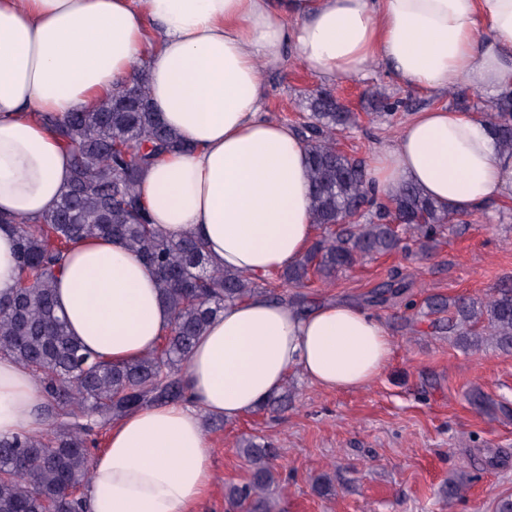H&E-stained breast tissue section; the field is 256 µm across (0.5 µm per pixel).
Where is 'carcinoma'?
<instances>
[{
	"label": "carcinoma",
	"instance_id": "cac0c4a2",
	"mask_svg": "<svg viewBox=\"0 0 512 512\" xmlns=\"http://www.w3.org/2000/svg\"><path fill=\"white\" fill-rule=\"evenodd\" d=\"M460 104L485 95L456 84L444 93ZM297 128L308 150L313 188L312 221L320 230L306 255L276 272L301 286L316 276L327 282L365 258L407 249L412 240L428 250L459 213L405 182L375 213H360L373 201L362 161L337 148L356 122L336 97L317 91ZM74 158V173L54 211L37 221L4 219L17 232L18 281L0 298V355L24 366L41 383L46 428L39 434L0 440V512H83L82 490L91 479L90 437L147 405L187 400L180 377L197 338L228 302L253 294L288 298L264 278L210 265L200 239L167 235L149 220L137 192L141 172L164 153L182 150L181 134L156 118L144 79L124 82L95 108L65 121L49 119ZM481 122L500 150L512 154V93L488 102ZM408 221L404 234L394 213ZM121 240L156 275L173 312L159 348L126 364H112L84 349L55 308L53 277L81 240ZM430 307L448 311V336L467 349L487 344L512 351V284L504 282L481 300L434 297ZM237 453L249 466L242 484L226 488L227 512H276L278 451L268 440L243 438Z\"/></svg>",
	"mask_w": 512,
	"mask_h": 512
}]
</instances>
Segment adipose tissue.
Segmentation results:
<instances>
[{"label":"adipose tissue","instance_id":"1","mask_svg":"<svg viewBox=\"0 0 512 512\" xmlns=\"http://www.w3.org/2000/svg\"><path fill=\"white\" fill-rule=\"evenodd\" d=\"M290 49L332 81L382 60L428 94L459 79L507 92L512 0H0V214L42 218L71 178L47 117L84 111L140 73L160 122L189 144L139 181L153 223L201 238L220 268L262 277L295 263L316 232L305 145L262 114L264 74ZM369 172L377 196L411 182L463 213L512 192V155L445 107L416 113ZM54 295L71 335L115 363L154 351L173 321L156 276L117 240L77 243ZM392 353L384 323L349 302L227 304L183 366L187 401L112 426L87 512H196L214 480L205 418L248 416L299 374L367 389ZM43 402L35 377L1 356L0 438L40 432Z\"/></svg>","mask_w":512,"mask_h":512}]
</instances>
